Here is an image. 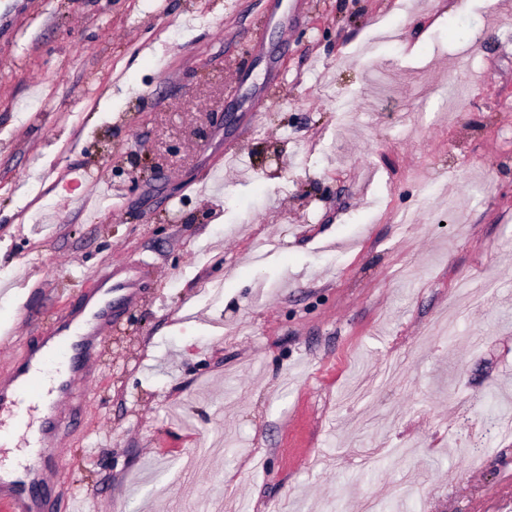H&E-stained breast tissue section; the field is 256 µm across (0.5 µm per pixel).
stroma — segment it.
Masks as SVG:
<instances>
[{
	"mask_svg": "<svg viewBox=\"0 0 512 512\" xmlns=\"http://www.w3.org/2000/svg\"><path fill=\"white\" fill-rule=\"evenodd\" d=\"M43 2L0 26V376L152 266L55 512H512V0Z\"/></svg>",
	"mask_w": 512,
	"mask_h": 512,
	"instance_id": "stroma-1",
	"label": "stroma"
}]
</instances>
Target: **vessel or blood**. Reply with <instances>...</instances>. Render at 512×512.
Here are the masks:
<instances>
[{
  "mask_svg": "<svg viewBox=\"0 0 512 512\" xmlns=\"http://www.w3.org/2000/svg\"><path fill=\"white\" fill-rule=\"evenodd\" d=\"M146 285L140 263L104 271L95 287L44 327L39 344L26 346L0 378V449L33 451L11 482L0 480V502L8 512H49L53 498L44 471L64 459L63 416L82 412L106 330Z\"/></svg>",
  "mask_w": 512,
  "mask_h": 512,
  "instance_id": "obj_1",
  "label": "vessel or blood"
}]
</instances>
